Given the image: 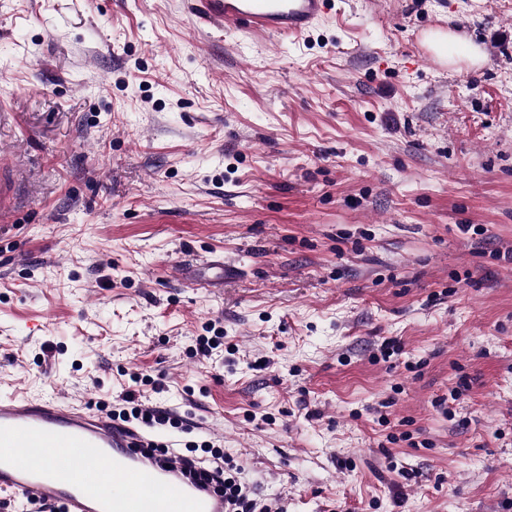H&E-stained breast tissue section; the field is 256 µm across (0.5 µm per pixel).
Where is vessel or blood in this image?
Here are the masks:
<instances>
[{"label":"vessel or blood","instance_id":"b4317fda","mask_svg":"<svg viewBox=\"0 0 512 512\" xmlns=\"http://www.w3.org/2000/svg\"><path fill=\"white\" fill-rule=\"evenodd\" d=\"M334 0H186L202 27L302 37ZM149 437L57 398L0 396V492L52 512H224V499Z\"/></svg>","mask_w":512,"mask_h":512}]
</instances>
